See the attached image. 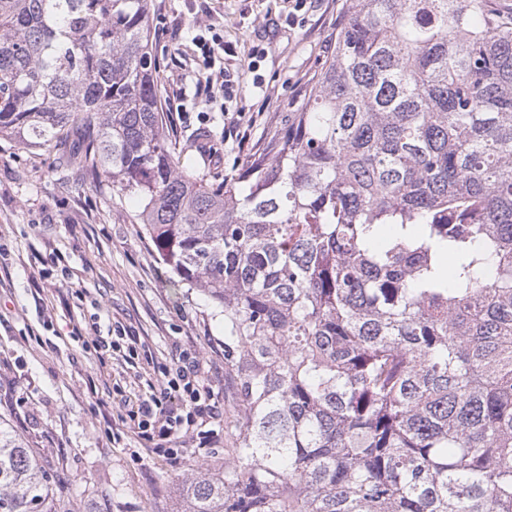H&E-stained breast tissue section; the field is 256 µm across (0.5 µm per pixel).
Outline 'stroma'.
<instances>
[{
  "instance_id": "obj_1",
  "label": "stroma",
  "mask_w": 512,
  "mask_h": 512,
  "mask_svg": "<svg viewBox=\"0 0 512 512\" xmlns=\"http://www.w3.org/2000/svg\"><path fill=\"white\" fill-rule=\"evenodd\" d=\"M346 0H153L157 81L165 131L201 170L230 175L298 111L307 81L334 47ZM208 25L235 48L240 89L202 93L205 63L193 39ZM239 115L245 139L225 138ZM55 145L0 139V419L46 470L52 512H182V482L224 470V434L235 400L224 375V315L196 291L169 283L137 220L136 198L56 168ZM122 323L140 336L137 367L75 332ZM197 353L223 415L215 447L182 439L177 460L142 446L118 422L122 400L148 393L136 368Z\"/></svg>"
}]
</instances>
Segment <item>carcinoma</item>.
I'll return each mask as SVG.
<instances>
[{
	"label": "carcinoma",
	"mask_w": 512,
	"mask_h": 512,
	"mask_svg": "<svg viewBox=\"0 0 512 512\" xmlns=\"http://www.w3.org/2000/svg\"><path fill=\"white\" fill-rule=\"evenodd\" d=\"M347 2L300 110L223 176L169 146L152 0H0V138L139 198L224 313L233 461L184 512H512V21ZM51 494L0 427V512Z\"/></svg>",
	"instance_id": "1"
}]
</instances>
